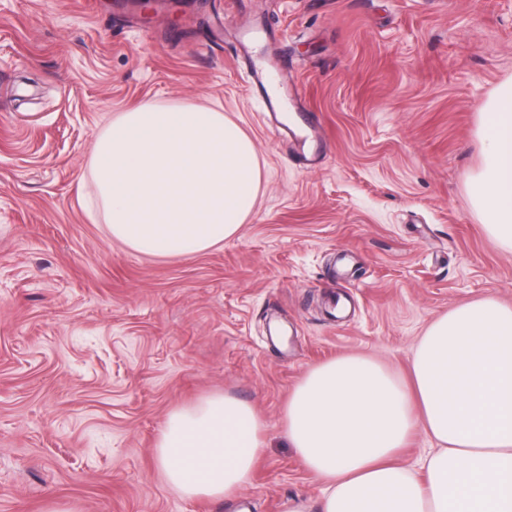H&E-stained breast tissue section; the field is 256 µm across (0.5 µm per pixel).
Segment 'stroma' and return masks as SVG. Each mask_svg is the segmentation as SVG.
Masks as SVG:
<instances>
[{"mask_svg":"<svg viewBox=\"0 0 512 512\" xmlns=\"http://www.w3.org/2000/svg\"><path fill=\"white\" fill-rule=\"evenodd\" d=\"M242 32L293 135L234 60ZM509 78L512 0H0V512H232L154 459L169 413L214 392L267 426L246 512L317 501L283 429L300 378L349 354L408 375L434 319L512 305L469 191L476 105ZM146 101L223 105L251 137L259 201L223 245L141 254L88 208L97 136Z\"/></svg>","mask_w":512,"mask_h":512,"instance_id":"1","label":"stroma"}]
</instances>
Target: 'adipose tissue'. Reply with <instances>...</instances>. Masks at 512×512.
<instances>
[{"label": "adipose tissue", "mask_w": 512, "mask_h": 512, "mask_svg": "<svg viewBox=\"0 0 512 512\" xmlns=\"http://www.w3.org/2000/svg\"><path fill=\"white\" fill-rule=\"evenodd\" d=\"M481 171L470 184L491 239L512 252V80L480 106ZM90 166L113 238L159 257L203 253L254 211L262 169L251 138L222 108L145 102L114 113ZM405 384L373 357L312 367L295 385L283 427L325 488L318 507L288 512H512V307L487 297L432 321ZM416 465L398 454L415 433ZM254 408L212 393L175 408L155 444L165 482L187 499L231 500L266 452Z\"/></svg>", "instance_id": "obj_1"}]
</instances>
